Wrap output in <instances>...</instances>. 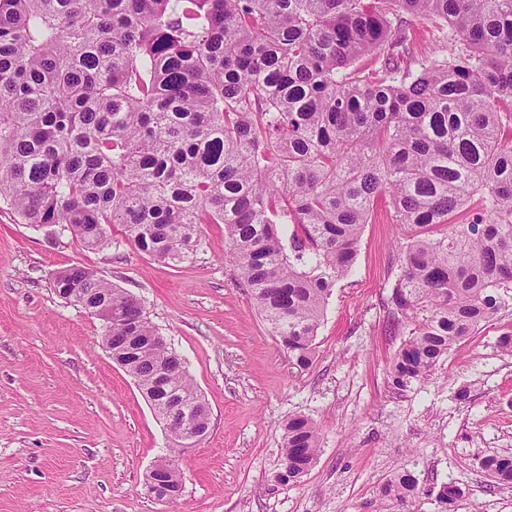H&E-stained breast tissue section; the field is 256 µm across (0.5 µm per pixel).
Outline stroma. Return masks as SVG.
Here are the masks:
<instances>
[{"label":"stroma","mask_w":512,"mask_h":512,"mask_svg":"<svg viewBox=\"0 0 512 512\" xmlns=\"http://www.w3.org/2000/svg\"><path fill=\"white\" fill-rule=\"evenodd\" d=\"M113 237L115 247L92 250L0 201V512H440L447 480L463 491L457 512H512V486L478 465L512 455V355L498 345L512 310L452 347L425 381L392 390L404 235L385 211L333 288L306 368L254 312L223 225H203L196 252L176 264L141 252L122 228ZM73 266L141 300L209 406L208 436L179 457L178 503L142 490L168 453L164 423L104 348L101 321L56 295L55 274ZM300 415L318 426L320 449L300 482L283 484L284 426ZM406 469L420 496L381 504V485Z\"/></svg>","instance_id":"1"}]
</instances>
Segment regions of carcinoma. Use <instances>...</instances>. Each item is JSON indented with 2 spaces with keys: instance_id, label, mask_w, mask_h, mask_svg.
<instances>
[{
  "instance_id": "cac0c4a2",
  "label": "carcinoma",
  "mask_w": 512,
  "mask_h": 512,
  "mask_svg": "<svg viewBox=\"0 0 512 512\" xmlns=\"http://www.w3.org/2000/svg\"><path fill=\"white\" fill-rule=\"evenodd\" d=\"M409 16L449 54L413 58ZM0 200L90 249L120 225L172 263L201 225H224L237 280L300 367L383 200L405 232L391 301L408 335L390 368L405 391L512 309V0H0ZM54 288L88 309L111 300L126 372L209 427L138 300L81 266ZM168 437L172 458L198 445ZM318 450L316 424L290 418L279 479L299 481ZM479 467L512 484V455ZM152 478L178 501L179 471ZM419 494L408 471L380 489Z\"/></svg>"
}]
</instances>
